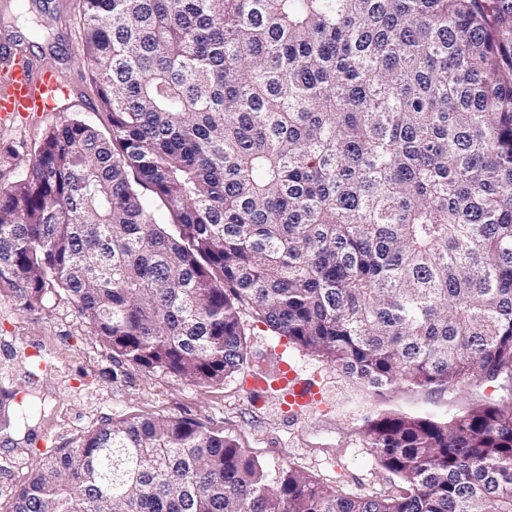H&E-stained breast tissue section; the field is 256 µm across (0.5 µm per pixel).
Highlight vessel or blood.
Instances as JSON below:
<instances>
[{
  "label": "vessel or blood",
  "instance_id": "b4317fda",
  "mask_svg": "<svg viewBox=\"0 0 512 512\" xmlns=\"http://www.w3.org/2000/svg\"><path fill=\"white\" fill-rule=\"evenodd\" d=\"M69 90L68 81L53 68L35 67L14 35H0V117H26L34 112L55 111L58 100ZM276 374L289 412H296L316 400L314 383L299 377L291 365L279 363Z\"/></svg>",
  "mask_w": 512,
  "mask_h": 512
}]
</instances>
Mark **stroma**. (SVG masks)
<instances>
[{
	"instance_id": "1",
	"label": "stroma",
	"mask_w": 512,
	"mask_h": 512,
	"mask_svg": "<svg viewBox=\"0 0 512 512\" xmlns=\"http://www.w3.org/2000/svg\"><path fill=\"white\" fill-rule=\"evenodd\" d=\"M26 19H18L19 10ZM82 0H0V29L20 35L44 66H55L71 83L58 111L0 119V185L17 177L31 150L61 122L77 118L106 130L108 115L84 68ZM247 364L212 387L149 370L113 356L79 317L67 295H53L42 311L21 309L0 295V390L18 392L15 422L0 433V512L41 461L77 446L88 432L132 416L192 419L237 439L268 470L293 466L320 486L348 494L383 496L394 478L367 448L361 429L380 409L455 413L475 399L495 396L494 387L450 392L392 389L366 392L343 371L286 338L274 336L252 314L242 316ZM285 357L298 374L318 381L320 399L288 416L277 391L257 394L251 378L273 370Z\"/></svg>"
}]
</instances>
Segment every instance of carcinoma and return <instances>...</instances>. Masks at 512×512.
Instances as JSON below:
<instances>
[{"instance_id":"1","label":"carcinoma","mask_w":512,"mask_h":512,"mask_svg":"<svg viewBox=\"0 0 512 512\" xmlns=\"http://www.w3.org/2000/svg\"><path fill=\"white\" fill-rule=\"evenodd\" d=\"M82 2L110 128L62 122L0 186V291H63L113 353L201 387L247 364L250 311L370 390L508 395L368 417L384 497L135 416L9 512H512V0Z\"/></svg>"}]
</instances>
